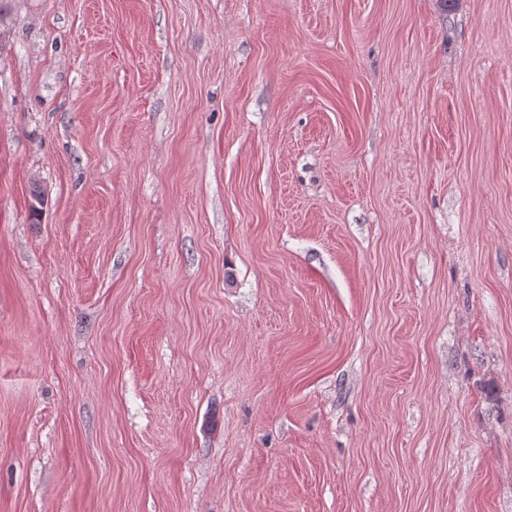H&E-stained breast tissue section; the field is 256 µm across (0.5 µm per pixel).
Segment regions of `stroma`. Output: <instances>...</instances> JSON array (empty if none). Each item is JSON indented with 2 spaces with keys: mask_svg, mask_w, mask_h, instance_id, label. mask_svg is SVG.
Returning a JSON list of instances; mask_svg holds the SVG:
<instances>
[{
  "mask_svg": "<svg viewBox=\"0 0 512 512\" xmlns=\"http://www.w3.org/2000/svg\"><path fill=\"white\" fill-rule=\"evenodd\" d=\"M0 512H512V0H0Z\"/></svg>",
  "mask_w": 512,
  "mask_h": 512,
  "instance_id": "1",
  "label": "stroma"
}]
</instances>
